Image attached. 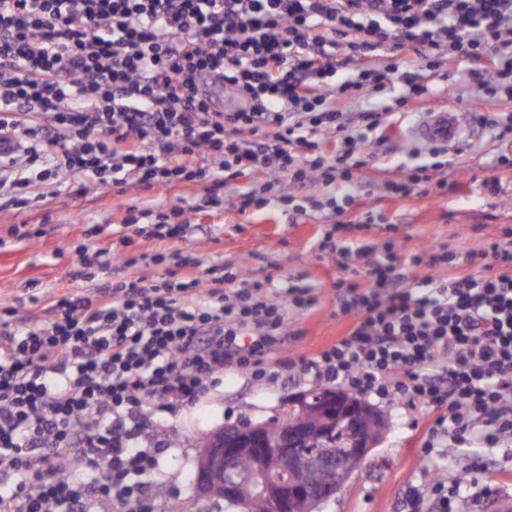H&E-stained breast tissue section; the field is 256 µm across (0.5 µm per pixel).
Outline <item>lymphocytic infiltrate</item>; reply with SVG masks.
I'll return each mask as SVG.
<instances>
[{
  "instance_id": "1",
  "label": "lymphocytic infiltrate",
  "mask_w": 512,
  "mask_h": 512,
  "mask_svg": "<svg viewBox=\"0 0 512 512\" xmlns=\"http://www.w3.org/2000/svg\"><path fill=\"white\" fill-rule=\"evenodd\" d=\"M409 50L419 64L359 65ZM442 55L471 61L465 79L481 100L512 97V0H0V132L20 142L0 158V198L33 209L31 186L63 175L79 194L203 181L219 210L236 179L259 171L267 195L237 194V210L280 204L298 217L323 208L312 187L336 185L338 221L317 249L342 272L336 315L349 328L282 368L432 408L422 447L433 478L403 509L459 512L485 494L476 474L512 447V228L478 275L449 241L423 247L409 260L428 270L421 283L402 273L398 241L353 251L338 239L381 223L349 216L350 183L385 151L393 106L428 93ZM342 62L353 72L329 83ZM218 88L233 108L215 111ZM376 94L393 106L332 105ZM426 152L384 193H447L445 148ZM193 209L182 198L132 206L124 224L182 239ZM73 254L84 278L138 262L84 243ZM164 262L147 285L60 294L46 321L0 307V512H159L167 446L147 434V406L195 400L229 367L270 377L291 314L319 302L311 284L276 288L193 253ZM472 446L463 475L441 477L448 449Z\"/></svg>"
}]
</instances>
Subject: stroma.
Wrapping results in <instances>:
<instances>
[{
  "label": "stroma",
  "instance_id": "1",
  "mask_svg": "<svg viewBox=\"0 0 512 512\" xmlns=\"http://www.w3.org/2000/svg\"><path fill=\"white\" fill-rule=\"evenodd\" d=\"M467 67L462 60L448 61L447 78L436 79L431 95L409 105L399 127L391 129V149L378 167L361 170L355 190L362 203L374 207L383 221L362 232L340 233L344 246L355 249L367 242L393 238L400 241L402 253L408 254L446 239L459 251L472 254L468 270L476 273L485 262L487 241L498 236L501 227L512 226V167L500 172L505 182L502 194L490 198L481 189L496 156L504 151L512 155V142L501 144L470 126L464 130L465 143L460 152L447 157V176L456 182V190L441 197L432 193L401 199L378 196V182L405 177L413 167L409 156L412 141L406 129L425 108L449 99L468 113L476 109L512 113V98L505 96L492 102L478 98L464 78ZM140 196L132 184L122 195L103 186L89 188L83 194L65 193L48 200L45 210L50 218L38 225L25 223L20 212L0 210V305L44 319L49 315L51 295L76 289L93 291L110 284L113 277L109 274L92 279L75 276L71 248L84 241L89 224L100 228L94 243L106 246L117 242L126 208ZM189 218L199 224V231L179 242L138 237L130 247L131 253L152 256L178 248L223 264L228 270L240 269L256 278L271 277L281 288L293 280L316 285L319 304L292 318L291 334L277 352V359L313 355L344 333L347 324L336 316V297L331 288L339 271L313 248L327 227L325 212L301 217L294 223L287 215L270 210L242 215L228 203L222 210L193 212ZM20 225L30 232V239L19 242L11 235V228ZM314 385V380L285 375L252 382L229 370L195 402L168 411H147V429L170 443L162 465L168 489L186 501L190 512H236L233 506L196 492L191 480L199 455L196 438L229 423L244 419L261 422L282 413L291 396ZM365 401L387 419L388 430L336 495L315 512H400L407 489L423 467L421 431L431 421L432 411L410 410L371 395ZM176 439L181 442L177 448L172 445Z\"/></svg>",
  "mask_w": 512,
  "mask_h": 512
}]
</instances>
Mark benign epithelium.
<instances>
[{"instance_id":"7a95c632","label":"benign epithelium","mask_w":512,"mask_h":512,"mask_svg":"<svg viewBox=\"0 0 512 512\" xmlns=\"http://www.w3.org/2000/svg\"><path fill=\"white\" fill-rule=\"evenodd\" d=\"M342 410V417L349 424L360 421H377L378 417L368 406H356L350 402L340 406L336 402V392L324 395L318 402L317 411L334 413ZM312 442V431L298 422L287 424L281 432L269 438L259 425L247 427H224V443L214 448H204L201 452L198 480L196 488L208 494L213 483L221 481L225 473L235 470L238 457L243 453L252 454L259 464L268 471L269 478L262 480L260 489L274 505L275 512H291L292 503L303 498L311 506L331 498L350 474L355 462H363L375 443L360 437L353 459L348 460L341 455L327 454L314 461L320 474L315 484H303L296 480L295 472L299 460L294 449ZM272 447L276 452L269 454L265 448Z\"/></svg>"}]
</instances>
